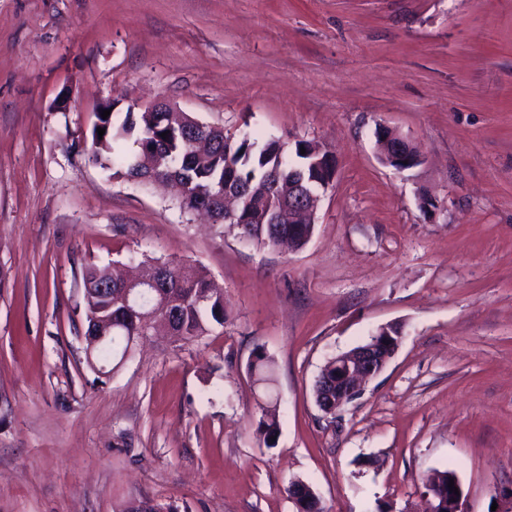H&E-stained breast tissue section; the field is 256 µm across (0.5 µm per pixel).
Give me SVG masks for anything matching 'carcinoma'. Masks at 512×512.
Masks as SVG:
<instances>
[{"label":"carcinoma","mask_w":512,"mask_h":512,"mask_svg":"<svg viewBox=\"0 0 512 512\" xmlns=\"http://www.w3.org/2000/svg\"><path fill=\"white\" fill-rule=\"evenodd\" d=\"M92 129V146L88 161L112 170V176L152 184L155 181L179 182L189 187L180 197L179 206L187 212L200 207L215 224L224 225V176L229 174L243 183L258 186L266 172L277 168L283 180L294 169H306L322 185L332 182L336 171L324 162L317 163L309 154L300 153L308 142H296L299 163L288 164L283 147L276 140L259 143L238 137L198 120L187 112H131L122 120L114 115L102 118ZM105 129L98 135V129ZM167 133L161 137V133ZM132 138L134 154L122 149V142ZM289 222L275 224H238L241 237L260 244L277 245L288 239ZM141 272L130 279L111 275L106 267L89 264L82 274V288L95 289L93 301H83V310L92 307L99 315L112 319L110 341L101 347L94 360H112V369L127 359L135 342L151 334L156 314H167L170 327L186 343L207 335L214 326H224V293L212 287L203 267L147 258L140 263ZM124 288H142L150 295L149 304L133 310L119 302ZM272 358L258 349L248 364V373L258 381L269 380ZM279 432V422L270 406L262 409L256 436L266 446ZM455 472L435 471L423 479L426 489L438 496L450 494L448 481Z\"/></svg>","instance_id":"obj_1"}]
</instances>
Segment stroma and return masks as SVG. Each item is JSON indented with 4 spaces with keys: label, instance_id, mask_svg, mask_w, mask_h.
Segmentation results:
<instances>
[{
    "label": "stroma",
    "instance_id": "35a3bbf8",
    "mask_svg": "<svg viewBox=\"0 0 512 512\" xmlns=\"http://www.w3.org/2000/svg\"><path fill=\"white\" fill-rule=\"evenodd\" d=\"M153 100L331 150L310 240L241 239L88 163L101 106ZM382 127L422 163H382ZM145 254L205 268L226 319L99 374L83 268ZM388 324L394 357L321 412L324 364ZM433 470L467 512L512 487V0H0V512H295L297 478L328 512H423ZM272 406L265 405L262 409V416L257 422L255 429L256 436L259 441H262L267 447H273L275 441H272V437H276L279 432V422L275 415V409H270Z\"/></svg>",
    "mask_w": 512,
    "mask_h": 512
}]
</instances>
